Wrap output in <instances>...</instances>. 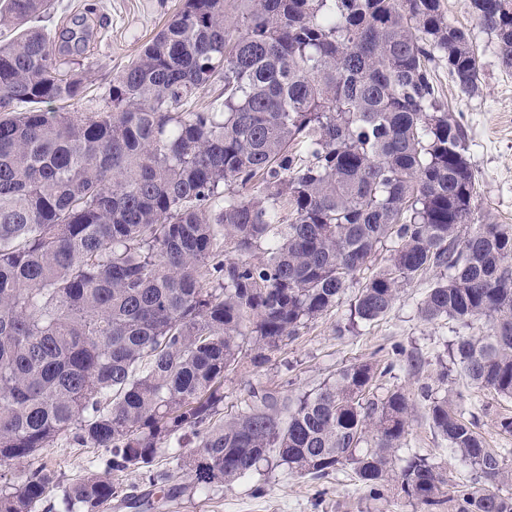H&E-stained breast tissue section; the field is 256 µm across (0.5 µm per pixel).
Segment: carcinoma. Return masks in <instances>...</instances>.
Instances as JSON below:
<instances>
[{
  "label": "carcinoma",
  "instance_id": "carcinoma-1",
  "mask_svg": "<svg viewBox=\"0 0 512 512\" xmlns=\"http://www.w3.org/2000/svg\"><path fill=\"white\" fill-rule=\"evenodd\" d=\"M224 2L183 0L106 108L64 112L49 105L84 97L71 57L84 37L41 25L53 0H0V26L17 31L0 46V463L29 465L0 486V512H34L60 486L39 462L59 440L108 453L61 498L102 512L112 474L178 461L187 437L201 492L273 462L312 481L350 468L370 498L394 490L426 512H512L511 496L399 455L414 404L402 387L369 398L371 362L294 399L250 382L224 414L226 375L336 308L384 247L351 326L435 268L420 318L482 321L454 343L456 365L512 399V226L478 216L466 133L431 67L440 57L460 93L477 92L468 34L440 0H238L233 18ZM469 8L512 68V0ZM216 80L219 104L181 111ZM424 397L450 454L512 483L463 397ZM173 479L150 475L123 501L159 508L184 490Z\"/></svg>",
  "mask_w": 512,
  "mask_h": 512
}]
</instances>
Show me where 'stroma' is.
<instances>
[{"label":"stroma","mask_w":512,"mask_h":512,"mask_svg":"<svg viewBox=\"0 0 512 512\" xmlns=\"http://www.w3.org/2000/svg\"><path fill=\"white\" fill-rule=\"evenodd\" d=\"M52 21L72 18L95 4L99 20L93 29L83 61L86 71L84 98L74 111L96 112L107 104L114 75L135 60L143 46L180 9L181 0H56ZM449 21L465 30L479 56V90L465 96L448 76L444 62L432 64L441 99L464 125L468 160L476 177L477 212L497 224L512 225V69L505 68L497 53L494 34L485 30L468 7V0H441ZM436 271L429 270L404 285L400 297L381 320L348 327V308L356 295L348 288L336 308L302 328L299 335L260 372L248 367L229 374L224 382V411L239 407V395L247 382L278 385L292 381L293 393L300 394L333 377L345 365L359 361L392 364L391 372L378 377L374 396L402 387L415 402V413L406 445L420 449L448 471L450 479H468L472 472L458 457L444 449V443L430 426L421 387L434 393L460 394L473 400L477 430L492 448H512V433L500 426L502 418H512V400L480 389L457 372L451 371L452 348L464 331L449 320L424 322L417 303L432 286ZM102 452L76 448L66 442L44 449L43 462L57 471L62 483L83 478L97 471ZM264 486L265 495L255 493ZM160 512H420L419 506L393 493L373 500L351 472H342L316 484L309 478L284 471L265 470L262 474L219 486L208 494L188 492L168 501Z\"/></svg>","instance_id":"35a3bbf8"}]
</instances>
